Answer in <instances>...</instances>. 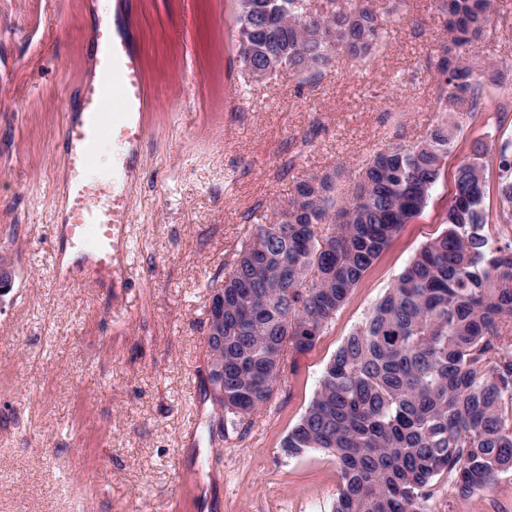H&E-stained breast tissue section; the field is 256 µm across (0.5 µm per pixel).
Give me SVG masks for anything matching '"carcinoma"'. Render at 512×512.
Returning <instances> with one entry per match:
<instances>
[{
  "label": "carcinoma",
  "instance_id": "obj_1",
  "mask_svg": "<svg viewBox=\"0 0 512 512\" xmlns=\"http://www.w3.org/2000/svg\"><path fill=\"white\" fill-rule=\"evenodd\" d=\"M447 31L436 65L445 117L425 137L391 144L349 175L295 185L285 219L260 224L236 250L224 286V386L207 373L219 417L236 425L272 396L286 347H314L324 327L403 225L427 204L461 115L480 111L485 69L473 50L491 29V0H439ZM246 68L318 75L381 46V0H238ZM501 147L499 221L512 228V155ZM482 155L457 169L446 228L429 239L337 349L282 448L335 457L333 512H427L433 482L473 497L512 470V240L484 232Z\"/></svg>",
  "mask_w": 512,
  "mask_h": 512
}]
</instances>
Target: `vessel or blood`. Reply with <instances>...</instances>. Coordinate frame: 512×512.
I'll return each mask as SVG.
<instances>
[{
    "mask_svg": "<svg viewBox=\"0 0 512 512\" xmlns=\"http://www.w3.org/2000/svg\"><path fill=\"white\" fill-rule=\"evenodd\" d=\"M96 74L81 87V117L65 129L70 151L64 179L70 207L65 234L84 251L80 271L98 286L133 279L130 259L121 258L116 232L128 224V199L116 188L129 175L148 130L143 114L147 89L143 60L123 24H102L94 33Z\"/></svg>",
    "mask_w": 512,
    "mask_h": 512,
    "instance_id": "vessel-or-blood-1",
    "label": "vessel or blood"
}]
</instances>
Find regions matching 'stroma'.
Listing matches in <instances>:
<instances>
[{"label": "stroma", "mask_w": 512, "mask_h": 512, "mask_svg": "<svg viewBox=\"0 0 512 512\" xmlns=\"http://www.w3.org/2000/svg\"><path fill=\"white\" fill-rule=\"evenodd\" d=\"M100 0H0V512H333L336 460L281 442L322 372L414 253L441 230L458 165L485 156V230L498 234V153L512 143V0H494L480 56L495 64L425 208L324 328L286 354L260 414L224 438L207 384L209 283L260 224L283 219L313 174L347 175L441 121L436 0H390L385 46L319 76L254 80L238 51V0H124L148 91L131 174L127 288L53 276L67 142L92 66ZM428 512H512V471L474 497L439 479Z\"/></svg>", "instance_id": "35a3bbf8"}]
</instances>
